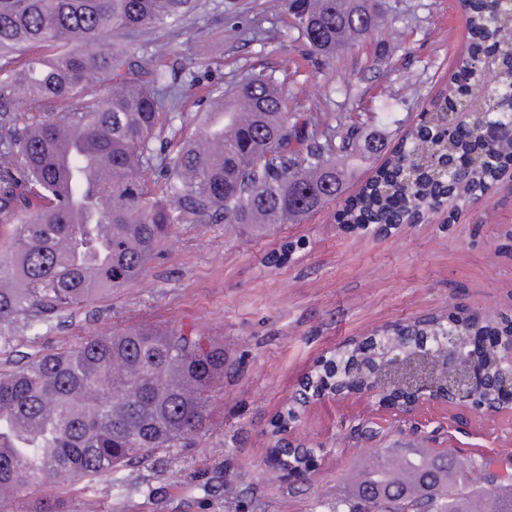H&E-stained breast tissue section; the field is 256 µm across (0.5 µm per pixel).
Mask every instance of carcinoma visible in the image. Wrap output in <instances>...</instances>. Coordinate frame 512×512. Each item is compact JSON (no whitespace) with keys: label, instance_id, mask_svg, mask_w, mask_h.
Segmentation results:
<instances>
[{"label":"carcinoma","instance_id":"obj_1","mask_svg":"<svg viewBox=\"0 0 512 512\" xmlns=\"http://www.w3.org/2000/svg\"><path fill=\"white\" fill-rule=\"evenodd\" d=\"M372 0H288L305 53L332 60L383 24ZM468 45L463 83L441 94L411 145L386 158L346 207L347 224H399L451 190L444 163L466 161L472 195L497 180L512 139L491 115L445 129L493 69L512 88V5L460 0ZM199 0H0V338L91 304L135 282L177 224L259 229L302 224L333 203L350 177L341 158L372 153L374 138L342 121L316 133L309 113L264 70L211 88L190 136L173 128L196 105V79L159 55L112 52V36L165 30ZM25 89L24 110L13 108ZM152 173L154 181L146 180ZM112 196L102 210L100 196ZM224 344L189 325H127L0 370V494L53 480L72 490L140 464L205 429ZM282 465L306 464L283 449ZM475 466L420 448L377 452L354 499L336 512H512ZM22 512H67L30 500Z\"/></svg>","mask_w":512,"mask_h":512}]
</instances>
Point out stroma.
Wrapping results in <instances>:
<instances>
[{
  "instance_id": "1",
  "label": "stroma",
  "mask_w": 512,
  "mask_h": 512,
  "mask_svg": "<svg viewBox=\"0 0 512 512\" xmlns=\"http://www.w3.org/2000/svg\"><path fill=\"white\" fill-rule=\"evenodd\" d=\"M179 28L115 41L153 60L194 50L185 73L232 87L263 62L286 77L288 96L316 131L335 116L393 147L452 87L467 44L455 0H380L385 25L329 63L302 58L286 0H204ZM258 18L262 40L245 22ZM344 199L303 224L263 231L179 224L150 269L131 285L17 333L14 350L49 353L128 324L186 323L224 343V380L210 426L156 462L85 484L71 512H336L354 477L382 448L442 449L512 477V414L457 413L441 404L392 422L361 396L300 408L291 440L315 451L305 480L283 479L267 458L271 422L302 381L341 345L425 316H512V178L414 224H346Z\"/></svg>"
}]
</instances>
